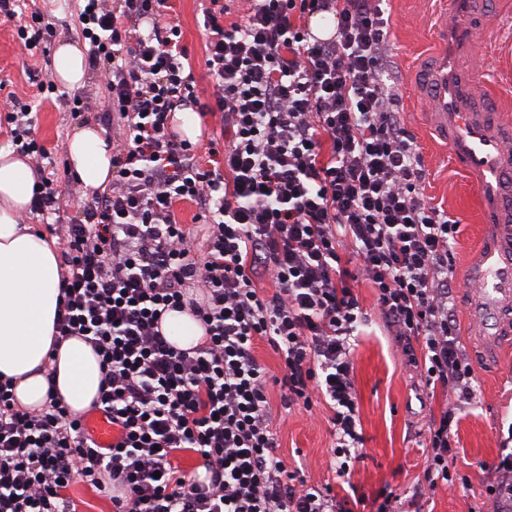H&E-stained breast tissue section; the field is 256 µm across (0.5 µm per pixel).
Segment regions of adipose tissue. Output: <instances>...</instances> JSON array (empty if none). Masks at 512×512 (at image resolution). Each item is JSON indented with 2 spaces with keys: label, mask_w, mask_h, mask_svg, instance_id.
<instances>
[{
  "label": "adipose tissue",
  "mask_w": 512,
  "mask_h": 512,
  "mask_svg": "<svg viewBox=\"0 0 512 512\" xmlns=\"http://www.w3.org/2000/svg\"><path fill=\"white\" fill-rule=\"evenodd\" d=\"M85 76L82 51L61 44L53 60L54 81L77 89ZM68 156L83 189L95 191L111 181L112 149L96 127L74 132ZM35 185L30 164L11 146H0V377L15 378L19 405L38 408L47 399L44 368L54 362L57 393L79 413L96 399L102 372L98 357L80 338L53 343L62 270L53 241L23 221Z\"/></svg>",
  "instance_id": "ef3b65f1"
}]
</instances>
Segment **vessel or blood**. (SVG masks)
Wrapping results in <instances>:
<instances>
[{
    "mask_svg": "<svg viewBox=\"0 0 512 512\" xmlns=\"http://www.w3.org/2000/svg\"><path fill=\"white\" fill-rule=\"evenodd\" d=\"M448 8L457 20L434 25L436 48L421 59L412 87L425 106L432 134L474 189L481 223L497 228L483 240L480 262L468 273L473 290L469 314L482 350L492 353L512 337V114L479 107L490 94L478 58L487 0H449ZM85 424L102 447L116 437L105 413H93Z\"/></svg>",
    "mask_w": 512,
    "mask_h": 512,
    "instance_id": "b4317fda",
    "label": "vessel or blood"
}]
</instances>
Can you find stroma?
Segmentation results:
<instances>
[{
	"label": "stroma",
	"instance_id": "35a3bbf8",
	"mask_svg": "<svg viewBox=\"0 0 512 512\" xmlns=\"http://www.w3.org/2000/svg\"><path fill=\"white\" fill-rule=\"evenodd\" d=\"M208 0H168L167 18L182 30L200 100L212 93V79L205 66L202 7ZM38 9L53 16L60 28L45 37L43 51L29 54L17 36L18 27L31 21L30 12L0 22V87L13 93L16 106L32 112V137L48 152L58 188L68 206L61 215L69 221L80 214L85 193L71 182L66 144L80 127L99 124L98 112H77L73 95L100 102L103 76L88 67L84 85L65 93H40L41 82L50 80L53 55L60 44L77 43L75 33L63 30L74 8L72 0H37ZM389 17L388 48L397 66V93L405 129L412 137L426 170L424 196L442 205L459 220L453 244L454 319L456 334L473 367L476 398L460 411L455 448L448 459V484L424 492L427 450L424 430L430 414L440 413L441 392L429 390L417 370L403 364L383 327L376 305V292L369 281L358 278L355 292L366 314L353 337V380L358 397L364 437V456L355 461L345 476L334 472L332 450L336 438L325 403L312 409L287 404L286 392L269 385L268 396L277 433L278 454L289 471L308 484L332 485L346 512H376L386 496L396 498L398 512H488V485L499 461L503 444L512 433V343L498 358L485 360L471 336L466 306V272L475 252L473 243L483 230L477 224L473 192L451 164L446 151L429 136L424 112L413 98L410 77L421 56L430 50L432 0H384ZM490 26L497 35L481 53L499 105L512 103V14L489 8Z\"/></svg>",
	"mask_w": 512,
	"mask_h": 512
}]
</instances>
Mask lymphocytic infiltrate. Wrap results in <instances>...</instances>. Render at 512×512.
I'll use <instances>...</instances> for the list:
<instances>
[{
	"label": "lymphocytic infiltrate",
	"instance_id": "obj_1",
	"mask_svg": "<svg viewBox=\"0 0 512 512\" xmlns=\"http://www.w3.org/2000/svg\"><path fill=\"white\" fill-rule=\"evenodd\" d=\"M203 14L213 99L200 103L166 0H77L75 30L103 64L112 181L62 225L56 341L100 358L92 410L117 437L98 445L67 404L17 405L0 379V512H78L81 479L112 512H343L276 455L269 342L289 403L333 410L339 473L363 445L350 338L364 276L399 358L448 396L428 424V489L448 478L456 414L474 398L456 336L449 262L459 230L425 200V169L404 128L381 0H254L244 22ZM328 14L334 31L307 21ZM193 107L224 115V151L200 162L169 121ZM193 204L201 230L180 224ZM358 260L357 270L342 262ZM275 283L260 292L262 275ZM189 312L202 342L171 344L167 312ZM197 454L202 474L184 472ZM256 355L270 372V375H277L281 377L283 361L280 354L276 352L267 341L260 340L257 342Z\"/></svg>",
	"mask_w": 512,
	"mask_h": 512
}]
</instances>
